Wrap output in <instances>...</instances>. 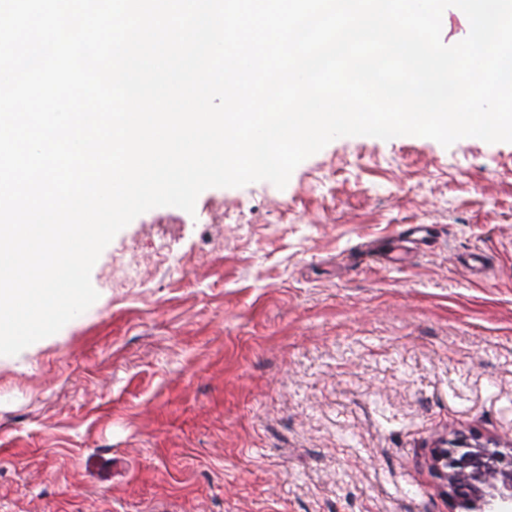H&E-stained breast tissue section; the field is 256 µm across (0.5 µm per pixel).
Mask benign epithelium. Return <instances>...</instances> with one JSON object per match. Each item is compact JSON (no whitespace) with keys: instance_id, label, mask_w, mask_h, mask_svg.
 <instances>
[{"instance_id":"7a95c632","label":"benign epithelium","mask_w":512,"mask_h":512,"mask_svg":"<svg viewBox=\"0 0 512 512\" xmlns=\"http://www.w3.org/2000/svg\"><path fill=\"white\" fill-rule=\"evenodd\" d=\"M446 460L444 478L453 495L473 512H512V455L497 446L457 438L438 451Z\"/></svg>"}]
</instances>
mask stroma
Listing matches in <instances>:
<instances>
[{"label":"stroma","mask_w":512,"mask_h":512,"mask_svg":"<svg viewBox=\"0 0 512 512\" xmlns=\"http://www.w3.org/2000/svg\"><path fill=\"white\" fill-rule=\"evenodd\" d=\"M91 282L0 356V512H459L438 449L512 442V143L341 137Z\"/></svg>","instance_id":"35a3bbf8"}]
</instances>
